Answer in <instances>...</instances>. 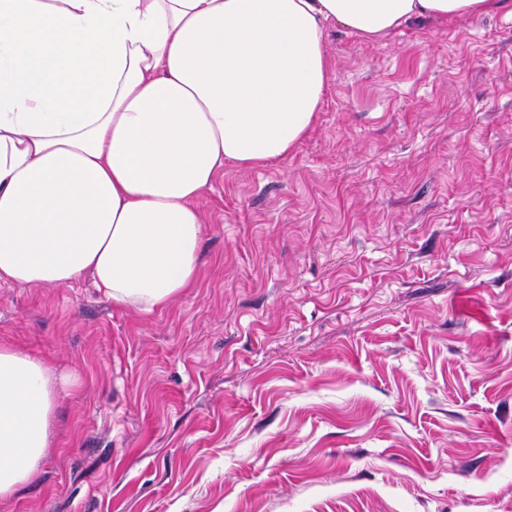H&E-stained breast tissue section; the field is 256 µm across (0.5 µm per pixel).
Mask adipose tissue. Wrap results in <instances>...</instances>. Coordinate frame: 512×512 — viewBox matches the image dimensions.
Segmentation results:
<instances>
[{
	"label": "adipose tissue",
	"instance_id": "ef3b65f1",
	"mask_svg": "<svg viewBox=\"0 0 512 512\" xmlns=\"http://www.w3.org/2000/svg\"><path fill=\"white\" fill-rule=\"evenodd\" d=\"M511 4L0 0V283L168 305L195 283L224 163H277L313 130L327 23L377 40ZM62 386L0 341V501L39 476Z\"/></svg>",
	"mask_w": 512,
	"mask_h": 512
}]
</instances>
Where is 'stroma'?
I'll return each instance as SVG.
<instances>
[{
    "label": "stroma",
    "mask_w": 512,
    "mask_h": 512,
    "mask_svg": "<svg viewBox=\"0 0 512 512\" xmlns=\"http://www.w3.org/2000/svg\"><path fill=\"white\" fill-rule=\"evenodd\" d=\"M326 49L310 136L202 198L195 288L0 284L72 381L0 512H512V15Z\"/></svg>",
    "instance_id": "stroma-1"
}]
</instances>
